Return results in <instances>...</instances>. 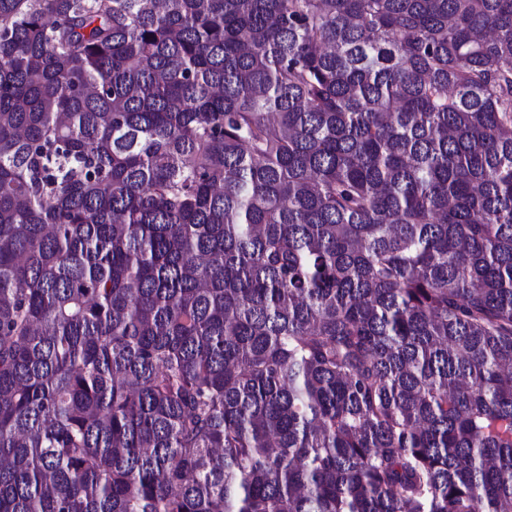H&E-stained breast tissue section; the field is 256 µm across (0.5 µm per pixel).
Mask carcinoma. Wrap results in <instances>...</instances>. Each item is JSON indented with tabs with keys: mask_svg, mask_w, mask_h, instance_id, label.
<instances>
[{
	"mask_svg": "<svg viewBox=\"0 0 512 512\" xmlns=\"http://www.w3.org/2000/svg\"><path fill=\"white\" fill-rule=\"evenodd\" d=\"M0 512H512V0H0Z\"/></svg>",
	"mask_w": 512,
	"mask_h": 512,
	"instance_id": "1",
	"label": "carcinoma"
}]
</instances>
